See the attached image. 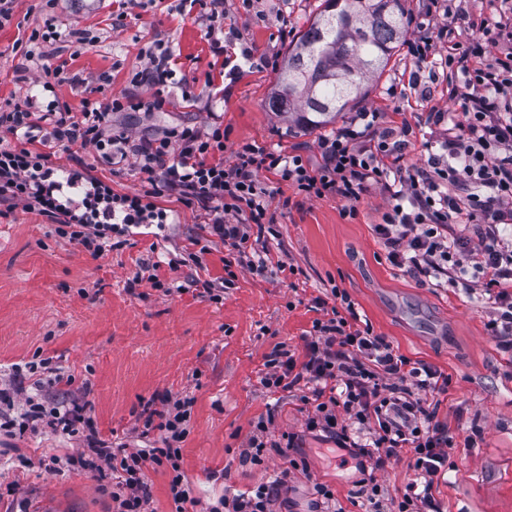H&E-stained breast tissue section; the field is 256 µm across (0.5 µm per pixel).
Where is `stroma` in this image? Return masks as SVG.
<instances>
[{"label":"stroma","instance_id":"stroma-1","mask_svg":"<svg viewBox=\"0 0 512 512\" xmlns=\"http://www.w3.org/2000/svg\"><path fill=\"white\" fill-rule=\"evenodd\" d=\"M321 0H224V27L238 48L249 51L234 73L211 52L208 17L196 7L178 12L173 0H156L123 27L112 25L120 0H61L54 16L42 0H15L11 26L0 29V106L17 101L29 82L44 80V67L27 79L15 71V46L46 18L64 33L92 30L95 45L46 43L44 66L65 65L82 84L58 94L79 110L91 90L108 99L125 94L132 72L144 67L143 47L156 39L176 50V78L168 102L150 113L114 114L116 130L133 139L160 135L184 124L224 126V161L233 163L243 144L299 154L320 162L319 142L335 124L308 131L289 125L286 115L265 102L276 86L288 46L305 29ZM406 36L380 79L371 81L356 112H374L376 130L407 128L405 166H427L439 152L442 127L426 119L428 106L457 112L448 75L438 61L448 44L442 31L480 24L495 16L493 0H404ZM428 47L423 62L414 51ZM107 83H99V76ZM93 175L118 194L141 191L129 166L104 165L94 147L78 149ZM258 179L272 198L273 221L262 236L268 254L263 274L247 266H225L227 249L211 234L200 206H185L178 195L157 197L159 207L179 216L175 224L130 228L124 244L94 257L58 237L37 212L16 207L0 216V376L40 356L62 368L65 382L49 387L56 402L86 397L100 439L147 446L141 430L146 402L163 394L193 396L190 432L181 444V469L197 497L216 500L270 480L286 457L306 465L291 476L276 512H310L312 486L324 483L343 512L360 507V458L323 437L304 432L299 390L268 392L261 384L266 356L281 346L303 352V338L321 313L316 300L336 305L345 292L361 319L396 351L435 366L448 377L438 418L454 438L451 470L435 490L443 512H512V355L497 344L495 311L481 288L436 287L390 265L373 232L389 205L380 188H370L355 205L333 196L309 197L262 171ZM158 264L160 287L127 284L140 267ZM219 289L211 299L202 288ZM274 436L297 434L288 456L266 451L254 464L244 451L259 420ZM82 443L48 431H0V512H27L51 501L54 512H115L111 481L75 465ZM63 458L60 471L42 461Z\"/></svg>","mask_w":512,"mask_h":512}]
</instances>
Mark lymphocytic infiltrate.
<instances>
[{"instance_id":"obj_1","label":"lymphocytic infiltrate","mask_w":512,"mask_h":512,"mask_svg":"<svg viewBox=\"0 0 512 512\" xmlns=\"http://www.w3.org/2000/svg\"><path fill=\"white\" fill-rule=\"evenodd\" d=\"M500 2L499 18L483 26L482 41L468 43L458 33L448 36L441 62L465 76L463 87L449 91L461 99L462 109L448 116L429 109L428 120L448 125L442 153L430 167H403L409 147L405 132L389 129L366 137L370 121L365 112L320 141L321 162L315 167L301 155L265 152L249 144L237 150L233 165L209 161V154L224 148V132L217 124L203 132L176 125L162 136L132 140L113 130V113L143 110L137 87L167 86L174 74L172 47L154 41L145 48V66L131 78L132 90L123 98L86 99L75 112L67 102H46L34 91L0 111V207L39 212L52 221L57 236L97 257L111 246L113 235L130 226L166 223L168 215L154 199L167 189L206 209L213 235L223 240L230 255L254 254L250 267L260 274L267 264L250 233L268 213L259 171L274 173L308 196L332 195L351 204L376 185L391 201L374 227L389 263L419 278L484 286L497 309L493 335L511 350L512 238L503 239L500 228L512 224V51L489 58L482 46L483 40H498L512 28V0ZM35 143L66 153L94 146L104 163H129L147 188L132 195L115 193L89 175L82 162L53 165L48 154L32 151ZM456 224L468 227L469 235L453 234ZM360 321L351 301L344 310L333 309L327 318L314 320L304 338L303 358L273 350L261 383L272 392L305 386L300 400L309 409L306 432L329 435L337 448L368 458L373 469L411 449L415 476L396 512H441L433 489L448 472L453 439L438 421L431 396L446 392L448 378L434 366L400 354ZM22 376L0 381V430L23 434L47 429L81 441V468L110 473L117 512H148L147 473L160 467L170 471L175 512H186L190 505L198 512H274L281 487L298 467L289 461L280 475L253 490L214 504L203 502L180 467L192 397L163 396L162 410L143 422L145 432L157 435L155 447L129 449L98 439L79 399L58 403L40 393L24 396L22 411L11 416L16 396H22ZM341 411L349 423H339Z\"/></svg>"}]
</instances>
